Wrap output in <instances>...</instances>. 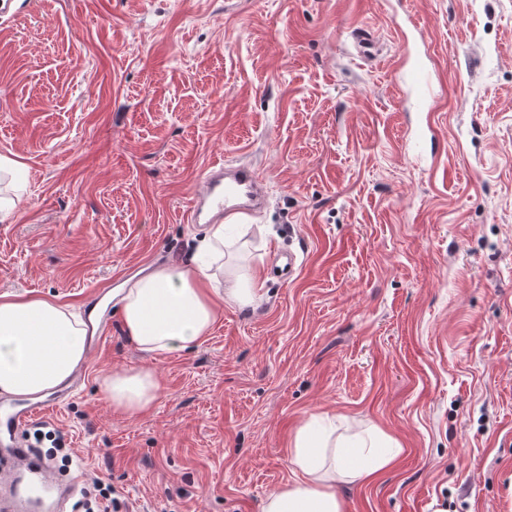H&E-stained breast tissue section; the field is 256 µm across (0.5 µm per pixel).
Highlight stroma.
<instances>
[{
    "mask_svg": "<svg viewBox=\"0 0 512 512\" xmlns=\"http://www.w3.org/2000/svg\"><path fill=\"white\" fill-rule=\"evenodd\" d=\"M407 55L431 111L405 102ZM1 154L29 178L0 183V294L108 299L48 418L73 500L98 482L118 512H262L325 415L403 448L337 486L345 512H512V0H12ZM218 161L268 181L228 246L262 298L222 306L191 352L142 353L109 296L187 261ZM142 365L153 406L114 411L101 378ZM411 72V84L416 91V105L426 111L431 110V100L434 97L429 76L424 67L414 65L409 68Z\"/></svg>",
    "mask_w": 512,
    "mask_h": 512,
    "instance_id": "stroma-1",
    "label": "stroma"
}]
</instances>
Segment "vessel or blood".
<instances>
[{"mask_svg":"<svg viewBox=\"0 0 512 512\" xmlns=\"http://www.w3.org/2000/svg\"><path fill=\"white\" fill-rule=\"evenodd\" d=\"M410 72L417 106L430 108L434 94L427 71L415 65ZM266 196V179L259 168L215 163L205 171L204 191L193 197L189 218L195 223L234 224L259 209ZM48 408L38 396L21 403L0 402V464L13 474L8 503L0 512H57V504L71 491L64 475L54 474L19 441V431L43 421Z\"/></svg>","mask_w":512,"mask_h":512,"instance_id":"1","label":"vessel or blood"}]
</instances>
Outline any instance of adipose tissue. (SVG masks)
I'll return each instance as SVG.
<instances>
[{
	"label": "adipose tissue",
	"mask_w": 512,
	"mask_h": 512,
	"mask_svg": "<svg viewBox=\"0 0 512 512\" xmlns=\"http://www.w3.org/2000/svg\"><path fill=\"white\" fill-rule=\"evenodd\" d=\"M224 256V227L210 225L185 265L155 268L125 284L118 303L126 336L144 353L186 351L211 334L221 304L255 305L256 278L233 271L217 275ZM87 324L79 314L39 295H0V393L47 395L84 363ZM100 390L114 411L134 415L157 398L154 368H131L103 378ZM400 444L375 427L337 433L334 419L311 416L294 432L288 458L294 478L269 494L263 512H345L340 483L363 482L388 468Z\"/></svg>",
	"instance_id": "obj_1"
}]
</instances>
